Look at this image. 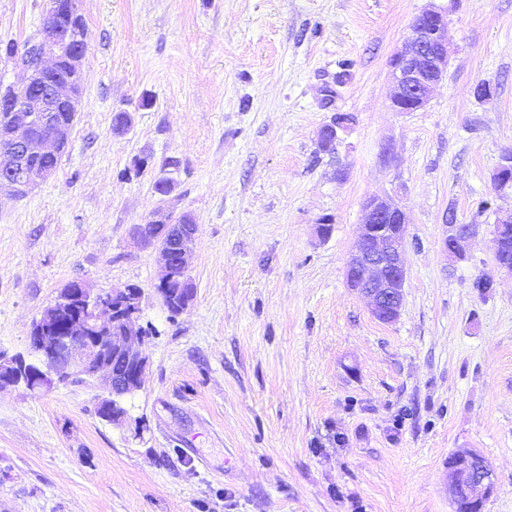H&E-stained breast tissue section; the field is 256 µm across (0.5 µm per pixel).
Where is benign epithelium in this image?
<instances>
[{
  "label": "benign epithelium",
  "instance_id": "obj_1",
  "mask_svg": "<svg viewBox=\"0 0 512 512\" xmlns=\"http://www.w3.org/2000/svg\"><path fill=\"white\" fill-rule=\"evenodd\" d=\"M69 31L43 34L33 46L32 59L18 76L10 92L0 95V111L11 113L8 131L0 134V194H28L54 174L51 168L31 163L35 157H52L59 144L71 136V127L55 121L49 132L33 133L38 116L48 119L56 106L70 112L81 111L83 102V62L87 48L64 52ZM448 20L429 8L415 16L404 49L390 60V108L395 112H416L425 107L432 92L448 70ZM346 125L333 119L318 135L323 151L333 149L339 132ZM494 189H512V150L505 151L492 172ZM364 220L357 230V245L349 257L345 277L349 288L364 296L375 319L392 323L403 305L407 271L403 262L408 219L395 202L383 197L365 200ZM164 238L146 235L142 225L135 227L140 240L153 246L162 260L164 277L172 273V260L188 268V257L195 238L191 215L168 213ZM478 225L448 221L443 239L444 252L458 260L466 258L465 243L477 235ZM143 290L129 285L122 290L98 293L85 282H77L66 294L48 305L38 320V363L24 355L9 358L0 351V359L12 369L0 389L24 385L31 391L51 390L60 384L81 379L94 385L99 375L107 379V395H97L104 419L112 422L127 415L116 399L136 395L148 365L142 345L145 334L138 324ZM119 357L131 369L126 376L112 371V359ZM448 478L452 512L459 508L460 494L470 505L482 510L497 490L492 464L476 451H455L448 457Z\"/></svg>",
  "mask_w": 512,
  "mask_h": 512
}]
</instances>
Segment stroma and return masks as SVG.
<instances>
[{"label": "stroma", "mask_w": 512, "mask_h": 512, "mask_svg": "<svg viewBox=\"0 0 512 512\" xmlns=\"http://www.w3.org/2000/svg\"><path fill=\"white\" fill-rule=\"evenodd\" d=\"M77 6L68 148L31 193L0 195V350L27 353L71 281L136 285L148 367L123 422L86 385L0 391V512H451L463 449L494 466L485 512H512V277L493 245L512 192L490 181L512 150V0ZM428 7L448 18V74L424 109L395 112L390 59ZM46 9L0 0V41L39 38ZM337 113L351 121L320 151ZM372 196L409 220L390 324L345 280ZM171 211L197 227L196 298L175 315L159 254L132 236ZM451 219L480 227L462 261L443 251ZM485 274L493 287H475Z\"/></svg>", "instance_id": "obj_1"}]
</instances>
